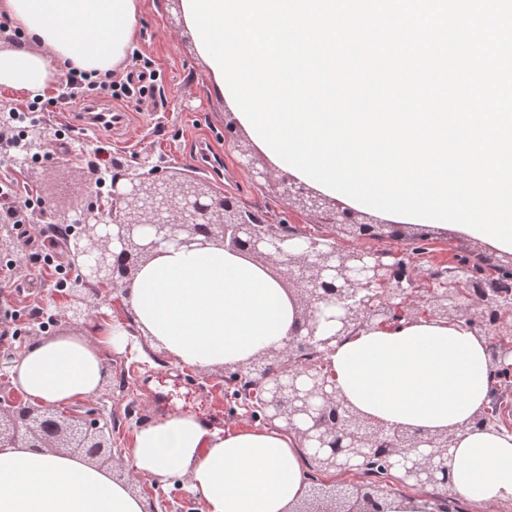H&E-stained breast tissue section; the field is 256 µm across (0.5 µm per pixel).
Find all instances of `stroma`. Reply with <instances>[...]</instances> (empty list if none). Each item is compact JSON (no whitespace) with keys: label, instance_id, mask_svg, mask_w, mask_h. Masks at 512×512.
<instances>
[{"label":"stroma","instance_id":"stroma-1","mask_svg":"<svg viewBox=\"0 0 512 512\" xmlns=\"http://www.w3.org/2000/svg\"><path fill=\"white\" fill-rule=\"evenodd\" d=\"M140 4L139 35L125 63L151 64L158 76L148 80L149 93L142 103L112 101V108L128 114L123 132L116 135L107 127L93 131L72 126L71 115L82 111L83 104L71 97L65 79H58L43 93L39 113L44 126L50 135L64 133L81 154L75 157L52 146L28 176H16L21 190L40 199L42 207L32 210V223L8 229L14 250L8 256L10 271L0 270V353L6 352L4 339L14 330L26 331L35 324L48 335L77 327L67 318L64 289L30 258L26 241L50 240L56 216L86 204V159L97 143L110 144L113 152L129 160L151 151L162 157L166 167L185 176L196 175L194 159L201 151L223 155V176L209 179L216 191L267 211L271 223L285 219L307 234L332 230L331 212L312 214L287 205L276 181L261 179L243 165L242 152L250 142L244 133H229L232 114L213 94L174 0H140ZM428 237V259L433 263L448 266L455 254L472 256L483 251L478 242L450 231L433 230ZM107 367L110 376L93 400L102 416L121 421L112 432L114 476H127L132 435L143 422L194 410L219 428L252 423L227 391L223 367L197 370L177 365L147 336L135 335L130 347L110 353ZM132 489L152 503L155 512H202L200 499L182 483L162 486L141 478Z\"/></svg>","mask_w":512,"mask_h":512}]
</instances>
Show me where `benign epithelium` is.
I'll use <instances>...</instances> for the list:
<instances>
[{"instance_id": "obj_1", "label": "benign epithelium", "mask_w": 512, "mask_h": 512, "mask_svg": "<svg viewBox=\"0 0 512 512\" xmlns=\"http://www.w3.org/2000/svg\"><path fill=\"white\" fill-rule=\"evenodd\" d=\"M17 109L0 105V149L12 166L29 171V157L49 150L53 139L39 122L19 140H3ZM276 178L286 204L317 213L329 199L270 167L259 172ZM351 209L336 210V233L302 235L269 224L251 210L223 197L206 182L176 178L153 153L130 162L112 158L106 201L75 209L60 224H75L66 250L75 283L65 299L70 318L92 316L85 290L128 296L142 267L165 246H218L276 268L299 304L294 333L282 348L269 349L242 364L234 377L251 381L252 400L262 421L294 436L308 451L316 473L326 474L382 465L398 481L418 489L443 488L441 498L455 497L441 481L454 464V434L387 425L363 416L339 394L328 358L336 345L360 328L397 326L419 318L450 321L477 329L488 338L492 367L512 370V299L472 287L463 265L433 270L407 252L367 247L342 249L339 234L353 229L362 239L379 240L391 224L356 220ZM445 279L441 290L425 288ZM112 423L95 417L91 400L68 414L31 406L12 397L0 399V446L76 448L99 465L111 458ZM384 491L366 495L355 484H327L315 478L296 512H379Z\"/></svg>"}]
</instances>
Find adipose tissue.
Segmentation results:
<instances>
[{"label":"adipose tissue","mask_w":512,"mask_h":512,"mask_svg":"<svg viewBox=\"0 0 512 512\" xmlns=\"http://www.w3.org/2000/svg\"><path fill=\"white\" fill-rule=\"evenodd\" d=\"M138 0H0L25 35L0 42V87L30 96L59 77L58 63L102 75L138 37ZM127 302L142 334L176 363L199 370L282 347L297 324L294 297L266 268L220 247L163 251L138 273ZM118 321L93 334L29 341L8 368L11 386L38 406L68 407L96 394L106 355L122 350ZM330 368L341 395L388 424L455 432L454 487L476 505L512 500V431L474 424L489 403L487 338L422 320L365 327L340 343ZM297 439L268 427L219 430L191 414L137 428L127 457L136 474L186 478L202 512H292L307 492ZM126 481L86 458L0 447V512H148Z\"/></svg>","instance_id":"obj_1"}]
</instances>
